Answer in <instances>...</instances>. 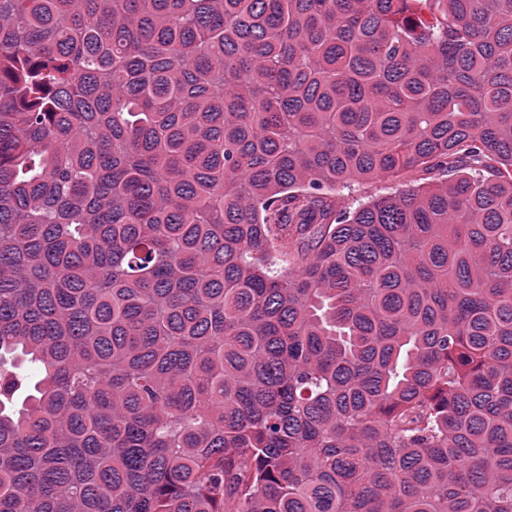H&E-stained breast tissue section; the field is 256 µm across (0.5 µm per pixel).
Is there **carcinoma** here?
Listing matches in <instances>:
<instances>
[{"mask_svg":"<svg viewBox=\"0 0 512 512\" xmlns=\"http://www.w3.org/2000/svg\"><path fill=\"white\" fill-rule=\"evenodd\" d=\"M4 353L0 512H512V0H0ZM406 184L407 183L405 182L376 180L368 182L362 186L355 187V189L351 190L349 193L347 190H344L339 196V199L341 200L342 205L350 206L354 204L352 207H355L358 200H367L383 195L398 193L405 189Z\"/></svg>","mask_w":512,"mask_h":512,"instance_id":"carcinoma-1","label":"carcinoma"}]
</instances>
